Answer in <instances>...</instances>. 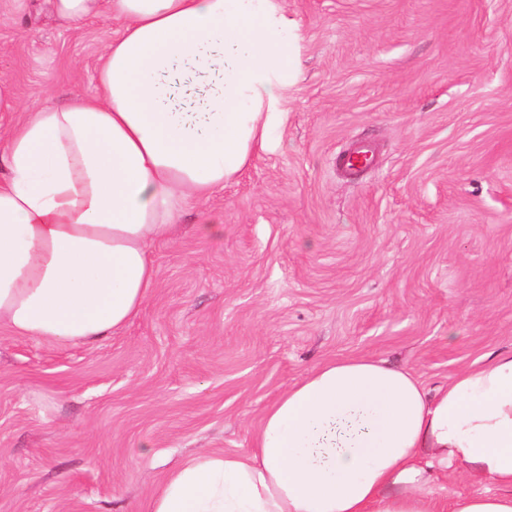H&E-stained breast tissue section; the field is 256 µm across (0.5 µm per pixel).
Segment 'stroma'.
I'll return each instance as SVG.
<instances>
[{"label":"stroma","instance_id":"obj_1","mask_svg":"<svg viewBox=\"0 0 512 512\" xmlns=\"http://www.w3.org/2000/svg\"><path fill=\"white\" fill-rule=\"evenodd\" d=\"M282 119L152 248L109 339L0 328V512H145L197 454L246 452L312 368L367 356L429 391L512 350V0H283ZM120 25L0 0L17 107L92 95ZM374 150L349 180L355 144ZM223 226L202 236L198 224Z\"/></svg>","mask_w":512,"mask_h":512}]
</instances>
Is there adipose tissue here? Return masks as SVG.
I'll use <instances>...</instances> for the list:
<instances>
[{
  "label": "adipose tissue",
  "mask_w": 512,
  "mask_h": 512,
  "mask_svg": "<svg viewBox=\"0 0 512 512\" xmlns=\"http://www.w3.org/2000/svg\"><path fill=\"white\" fill-rule=\"evenodd\" d=\"M45 2L121 32L95 96L44 98L0 137V327L91 345L140 312L151 246L265 147L286 19L278 0ZM457 468L476 492L437 496ZM146 512H512V351L432 396L379 360L322 363L265 408L249 453L188 460Z\"/></svg>",
  "instance_id": "1"
}]
</instances>
